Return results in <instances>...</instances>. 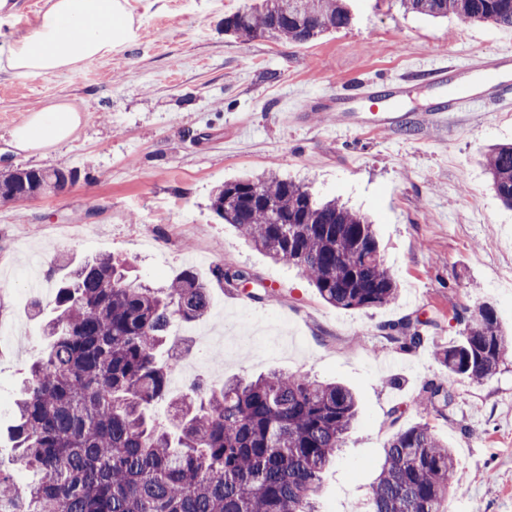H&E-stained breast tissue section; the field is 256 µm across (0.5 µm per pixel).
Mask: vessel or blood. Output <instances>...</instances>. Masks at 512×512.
Listing matches in <instances>:
<instances>
[{"mask_svg":"<svg viewBox=\"0 0 512 512\" xmlns=\"http://www.w3.org/2000/svg\"><path fill=\"white\" fill-rule=\"evenodd\" d=\"M429 82L438 96L427 106V120L438 123L448 115L463 111H480V97L470 91L471 84L486 88L495 105L512 102V52H499L478 57L453 66L440 65L427 73ZM414 90L410 79L393 81L387 93L368 86L336 99V109L344 128L376 130L397 125L401 116L398 104Z\"/></svg>","mask_w":512,"mask_h":512,"instance_id":"1","label":"vessel or blood"}]
</instances>
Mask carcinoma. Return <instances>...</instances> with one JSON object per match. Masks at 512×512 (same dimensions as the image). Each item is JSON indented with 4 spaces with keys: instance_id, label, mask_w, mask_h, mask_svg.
I'll list each match as a JSON object with an SVG mask.
<instances>
[{
    "instance_id": "carcinoma-1",
    "label": "carcinoma",
    "mask_w": 512,
    "mask_h": 512,
    "mask_svg": "<svg viewBox=\"0 0 512 512\" xmlns=\"http://www.w3.org/2000/svg\"><path fill=\"white\" fill-rule=\"evenodd\" d=\"M400 2L431 17L512 28V0ZM351 21L342 0H261L225 16L224 32L307 43ZM484 165L512 208V144L490 148ZM76 177L70 169H18L0 178V200L27 202ZM211 208L255 248L299 268L333 307L378 308L399 294L373 224L337 199L319 203L306 186L269 176L224 183ZM214 276L227 284L250 278L236 267ZM49 306L48 343L29 365L12 433L14 470L32 482L21 493L0 470V512H317L321 473L357 415L349 388L276 371L195 385L170 402L167 426L151 407L169 398L171 329L210 308L209 286L195 270H181L165 288L135 286L112 256H100L58 280ZM426 325L407 318L387 328L409 350L423 342ZM507 343L484 303L439 358L448 373L478 382L495 373ZM422 401L446 407L452 392L430 384ZM455 466L454 449L428 425L398 431L364 512H448L459 494Z\"/></svg>"
}]
</instances>
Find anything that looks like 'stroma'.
Listing matches in <instances>:
<instances>
[{"mask_svg":"<svg viewBox=\"0 0 512 512\" xmlns=\"http://www.w3.org/2000/svg\"><path fill=\"white\" fill-rule=\"evenodd\" d=\"M244 0H127L126 45L73 71L21 79L0 71V175L17 169L75 170L74 184L21 204L0 202V462L14 456L18 390L46 345L38 314L58 280L108 254L131 279L160 287L182 268L209 281L211 308L172 330L179 356L170 394L193 382L222 383L280 370L339 382L359 398L347 443L325 471L319 512L364 502L385 444L416 423L454 448L461 487L454 512H512V346L481 382L451 376L435 353L457 341L468 309L494 307L512 331V209L490 187L488 146L512 143V107L490 116L458 112L428 123L431 66L512 48V28L404 11L399 0H348L350 26L306 44L226 34L224 17ZM413 78L397 126L340 127L332 106L346 86ZM52 100L85 118L71 139L46 153L13 154L9 132ZM276 174L321 202L338 198L368 216L399 284L383 307L341 310L325 303L294 267L275 263L209 208L227 180ZM233 265L251 288L215 282ZM275 293L272 301L249 291ZM252 335L226 351L221 336L241 312ZM425 320L422 346L405 350L386 324ZM452 403L421 410L428 384Z\"/></svg>","mask_w":512,"mask_h":512,"instance_id":"35a3bbf8","label":"stroma"}]
</instances>
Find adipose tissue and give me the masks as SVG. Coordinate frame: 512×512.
<instances>
[{
    "label": "adipose tissue",
    "instance_id": "ef3b65f1",
    "mask_svg": "<svg viewBox=\"0 0 512 512\" xmlns=\"http://www.w3.org/2000/svg\"><path fill=\"white\" fill-rule=\"evenodd\" d=\"M131 25L124 0H47L32 29L0 44V70L28 78L75 69L124 45ZM82 120L73 104L50 102L14 126L9 146L18 155L46 151L67 141Z\"/></svg>",
    "mask_w": 512,
    "mask_h": 512
}]
</instances>
